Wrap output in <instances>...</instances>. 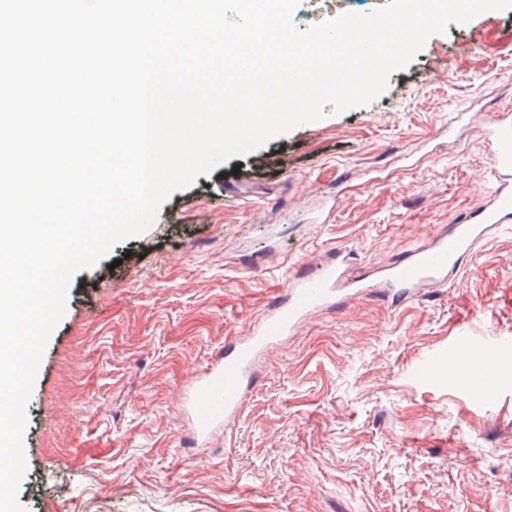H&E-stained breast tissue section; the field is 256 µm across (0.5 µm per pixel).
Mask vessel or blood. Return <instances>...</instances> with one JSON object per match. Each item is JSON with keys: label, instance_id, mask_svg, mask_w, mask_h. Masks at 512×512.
I'll use <instances>...</instances> for the list:
<instances>
[{"label": "vessel or blood", "instance_id": "1", "mask_svg": "<svg viewBox=\"0 0 512 512\" xmlns=\"http://www.w3.org/2000/svg\"><path fill=\"white\" fill-rule=\"evenodd\" d=\"M482 120L495 178L485 201L388 265L354 274L348 254L339 249L289 280L245 336L225 341L223 351L187 390L184 403L195 438L207 439L241 413L258 382L262 356L310 316L368 290L400 306L424 291L447 287L480 239L512 225V114L486 113Z\"/></svg>", "mask_w": 512, "mask_h": 512}]
</instances>
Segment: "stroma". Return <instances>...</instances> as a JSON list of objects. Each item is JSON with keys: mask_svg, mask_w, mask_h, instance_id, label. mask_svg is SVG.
Instances as JSON below:
<instances>
[{"mask_svg": "<svg viewBox=\"0 0 512 512\" xmlns=\"http://www.w3.org/2000/svg\"><path fill=\"white\" fill-rule=\"evenodd\" d=\"M386 2L303 0L294 21ZM483 106L512 110V9L431 36L375 102L198 176L77 273L26 410L25 512H512V232L479 243L453 287L311 316L208 443L183 407L300 266L339 248L357 269L392 262L481 201L483 129L448 124ZM333 193V220L313 223ZM490 353V390L448 378Z\"/></svg>", "mask_w": 512, "mask_h": 512, "instance_id": "35a3bbf8", "label": "stroma"}]
</instances>
